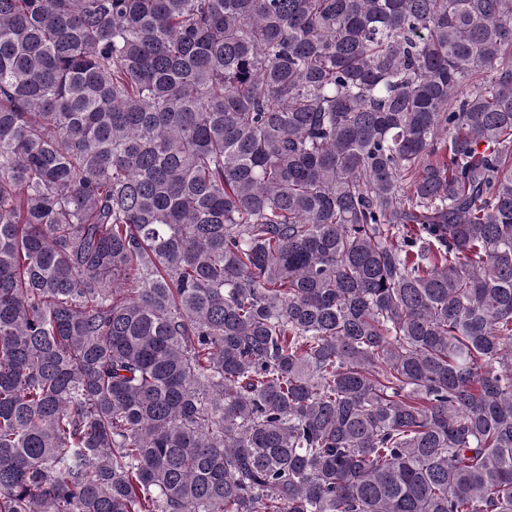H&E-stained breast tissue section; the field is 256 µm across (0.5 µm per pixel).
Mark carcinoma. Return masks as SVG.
<instances>
[{
    "label": "carcinoma",
    "instance_id": "carcinoma-1",
    "mask_svg": "<svg viewBox=\"0 0 512 512\" xmlns=\"http://www.w3.org/2000/svg\"><path fill=\"white\" fill-rule=\"evenodd\" d=\"M0 512H512V0H0Z\"/></svg>",
    "mask_w": 512,
    "mask_h": 512
}]
</instances>
